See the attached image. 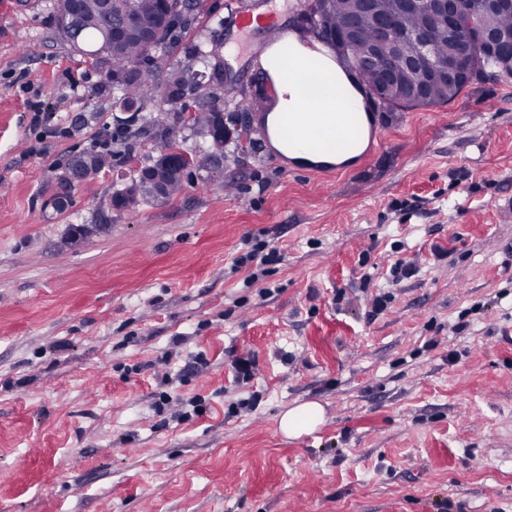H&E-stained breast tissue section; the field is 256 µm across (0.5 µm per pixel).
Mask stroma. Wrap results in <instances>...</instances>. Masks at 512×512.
I'll use <instances>...</instances> for the list:
<instances>
[{
    "label": "stroma",
    "instance_id": "1",
    "mask_svg": "<svg viewBox=\"0 0 512 512\" xmlns=\"http://www.w3.org/2000/svg\"><path fill=\"white\" fill-rule=\"evenodd\" d=\"M265 43L224 30L229 89L270 104ZM176 112L155 98L126 136L43 0H0V512H512V76L374 113L347 166L292 164L246 109L220 164L112 209L156 126L202 144ZM258 239L280 259L253 282L233 261ZM164 394L198 409L163 422ZM308 401L323 424L285 437ZM91 158L86 156L81 162L70 168L68 174L65 176L68 188L66 191H60L53 199L55 206L61 208L67 205L70 199V191L73 187L81 184L89 174L94 170L91 165ZM324 419L321 404L310 401L288 408L280 415L279 428L288 437H298L314 431Z\"/></svg>",
    "mask_w": 512,
    "mask_h": 512
}]
</instances>
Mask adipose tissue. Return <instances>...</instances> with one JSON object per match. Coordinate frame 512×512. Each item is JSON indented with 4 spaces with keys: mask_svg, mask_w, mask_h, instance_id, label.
Returning a JSON list of instances; mask_svg holds the SVG:
<instances>
[{
    "mask_svg": "<svg viewBox=\"0 0 512 512\" xmlns=\"http://www.w3.org/2000/svg\"><path fill=\"white\" fill-rule=\"evenodd\" d=\"M316 51L300 44L296 38L288 40V68L270 69L269 75L277 88V98L267 123L274 134L270 147L296 165L341 166L353 163L369 142V119L362 110L359 93L336 66L328 60L312 66ZM302 112L313 113L308 134L319 137L323 126L331 121L333 113L344 115L351 134L343 146L327 142L322 147L309 149L276 136L284 116Z\"/></svg>",
    "mask_w": 512,
    "mask_h": 512,
    "instance_id": "1",
    "label": "adipose tissue"
}]
</instances>
